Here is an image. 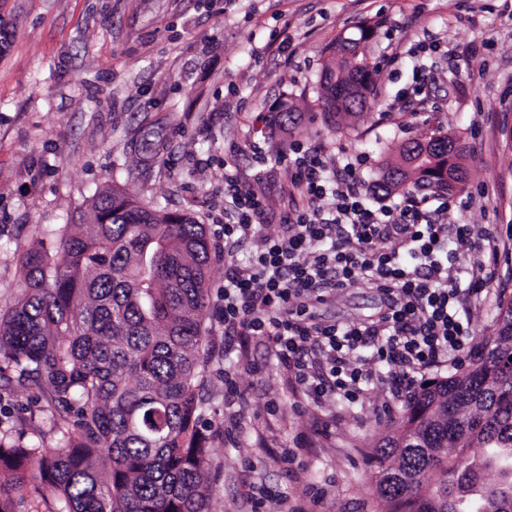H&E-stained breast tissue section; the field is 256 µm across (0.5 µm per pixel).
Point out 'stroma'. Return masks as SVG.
<instances>
[{
  "instance_id": "obj_1",
  "label": "stroma",
  "mask_w": 512,
  "mask_h": 512,
  "mask_svg": "<svg viewBox=\"0 0 512 512\" xmlns=\"http://www.w3.org/2000/svg\"><path fill=\"white\" fill-rule=\"evenodd\" d=\"M371 25L376 93L359 115L326 122L320 79L338 37ZM10 44L0 55V315L21 295L20 256L57 248L103 188H127L157 211L188 212L210 245L212 307L203 416L214 455L208 512H275L273 495L320 494L309 512H372L374 449L405 412L385 384L355 403L319 409L288 393L267 338L224 355V172L266 199L259 239L280 222L285 146L326 165L361 158L367 184L407 139L457 137L467 174L452 224L493 232L498 277L467 301L475 340L493 335L512 297V0H0ZM294 107L280 129L274 107ZM158 143L154 163L143 144ZM385 308L356 285L314 304L320 324L372 323ZM239 397L228 400L225 372ZM307 447H293L297 434ZM58 445L46 402L31 389L0 394V438Z\"/></svg>"
}]
</instances>
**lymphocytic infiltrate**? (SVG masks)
<instances>
[{
	"mask_svg": "<svg viewBox=\"0 0 512 512\" xmlns=\"http://www.w3.org/2000/svg\"><path fill=\"white\" fill-rule=\"evenodd\" d=\"M289 182L280 235L266 239L248 266L224 274L225 353L243 339L272 337L294 391L314 406L331 395L355 401L377 378L379 363L395 389L408 392L422 373L459 360L471 332L459 316L446 243L471 244L470 225L445 224L448 203L434 196L369 207L359 167L349 160L331 170L317 157H296ZM330 196L333 206L324 207ZM266 213L264 199L244 193L237 175L225 176L226 256L257 234ZM353 284L388 295L378 323L311 322L312 303Z\"/></svg>",
	"mask_w": 512,
	"mask_h": 512,
	"instance_id": "1",
	"label": "lymphocytic infiltrate"
}]
</instances>
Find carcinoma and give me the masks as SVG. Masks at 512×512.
I'll return each mask as SVG.
<instances>
[{
    "label": "carcinoma",
    "instance_id": "carcinoma-1",
    "mask_svg": "<svg viewBox=\"0 0 512 512\" xmlns=\"http://www.w3.org/2000/svg\"><path fill=\"white\" fill-rule=\"evenodd\" d=\"M373 33L364 26L331 48L320 96L331 123L375 92ZM429 143L381 186L450 190L424 174L461 146L446 135ZM77 228L55 252L22 256L21 297L0 317V382L47 385L62 434L52 450L0 440V512H19L31 491L56 501L55 512H206V229L118 186L96 195ZM498 319L468 367L416 391L377 447L375 512H512V300Z\"/></svg>",
    "mask_w": 512,
    "mask_h": 512
}]
</instances>
